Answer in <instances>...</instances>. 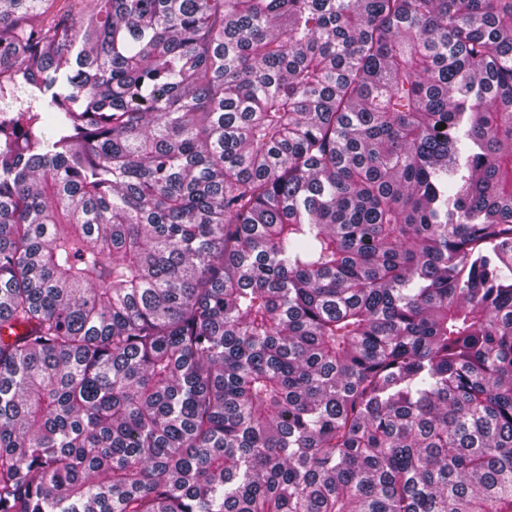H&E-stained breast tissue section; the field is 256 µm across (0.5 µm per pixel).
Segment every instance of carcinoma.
I'll return each mask as SVG.
<instances>
[{"instance_id": "1", "label": "carcinoma", "mask_w": 512, "mask_h": 512, "mask_svg": "<svg viewBox=\"0 0 512 512\" xmlns=\"http://www.w3.org/2000/svg\"><path fill=\"white\" fill-rule=\"evenodd\" d=\"M0 512H512V0H0Z\"/></svg>"}]
</instances>
